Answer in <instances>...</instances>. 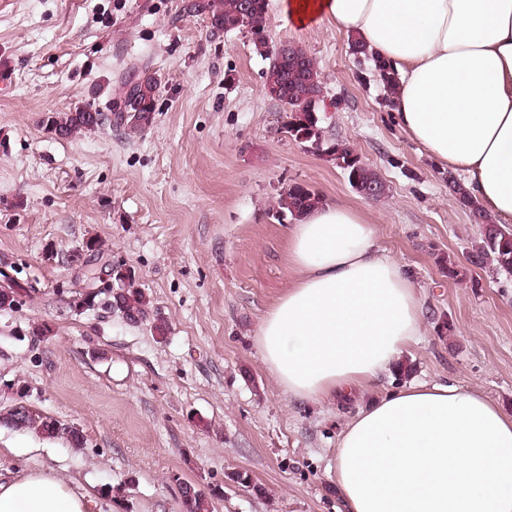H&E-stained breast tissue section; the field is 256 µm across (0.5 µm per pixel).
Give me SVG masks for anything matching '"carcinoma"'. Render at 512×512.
Returning <instances> with one entry per match:
<instances>
[{
  "label": "carcinoma",
  "instance_id": "obj_1",
  "mask_svg": "<svg viewBox=\"0 0 512 512\" xmlns=\"http://www.w3.org/2000/svg\"><path fill=\"white\" fill-rule=\"evenodd\" d=\"M217 5L191 3L190 12L207 14L211 32L247 31L255 36H265L268 25V0H216ZM352 50L358 62L372 63L376 78L389 94L397 90V73L384 61L377 60L368 48L358 40L352 42ZM268 66L265 70V89L268 96L278 102L285 114L282 132L293 140L305 133L306 146L318 152L333 150L342 160L354 155L350 145L336 141L328 142L323 137L320 103L323 101L324 83L319 66L302 46L288 44L285 53L267 52ZM159 88L157 77L145 70L138 77L121 84L116 112L104 117L117 125L127 128L129 133L144 131L153 120L156 112V98ZM92 113L87 110L50 116L46 126L54 135L71 138L86 130L93 129ZM350 186H375L379 191L370 197L380 201L386 196V183L370 166L361 163L344 169ZM448 192L468 211L471 220L482 228L481 239L468 261L476 266L485 262L494 263L497 270L512 274V228L496 223L491 216L469 196L464 183L448 177ZM323 204L321 194L309 186L294 182L285 187L276 201V212L290 214L296 219L313 211ZM78 311L104 308L121 316L129 323H138L150 316L151 299L141 289L135 287L132 276L118 269L112 270L110 282L101 280L90 263L85 265L84 293L73 302ZM23 427L52 438H64L75 448L84 444L80 428L65 423L55 417L44 416L31 410L23 415ZM180 488L181 512H212L213 500L224 496L222 485H213L208 490L197 488L190 482L174 477Z\"/></svg>",
  "mask_w": 512,
  "mask_h": 512
}]
</instances>
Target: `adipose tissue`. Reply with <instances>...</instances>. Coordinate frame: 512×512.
I'll return each mask as SVG.
<instances>
[{
    "mask_svg": "<svg viewBox=\"0 0 512 512\" xmlns=\"http://www.w3.org/2000/svg\"><path fill=\"white\" fill-rule=\"evenodd\" d=\"M300 28L329 19L397 70L402 131L512 224V0H283ZM297 278L264 316L261 358L290 398L352 396L422 332L413 274L363 215L324 204L288 229ZM343 512H512V415L480 392L411 385L370 402L336 446ZM51 470L0 481V512H89Z\"/></svg>",
    "mask_w": 512,
    "mask_h": 512,
    "instance_id": "adipose-tissue-1",
    "label": "adipose tissue"
}]
</instances>
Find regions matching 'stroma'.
Listing matches in <instances>:
<instances>
[{"label": "stroma", "mask_w": 512, "mask_h": 512, "mask_svg": "<svg viewBox=\"0 0 512 512\" xmlns=\"http://www.w3.org/2000/svg\"><path fill=\"white\" fill-rule=\"evenodd\" d=\"M189 0H0V286H25L0 311V414L16 403L78 426L83 447L0 425V474L52 469L90 485L91 512H180L179 481L221 484L213 512H339L334 457L347 419L419 383L477 389L512 414V274L468 266L480 225L448 193V170L399 128L352 37L326 21L294 26L270 0V44L301 45L324 77L325 138L350 143L387 194L359 196L334 160L281 132L250 35L211 36ZM160 80L152 124L64 139L50 116L106 109L141 70ZM298 182L358 210L415 273L423 336L352 400H295L264 366L255 334L295 279ZM105 244L167 322L76 312L70 261ZM467 265L451 280L442 258ZM47 336H32L35 327ZM247 473L252 487L228 481Z\"/></svg>", "instance_id": "35a3bbf8"}]
</instances>
